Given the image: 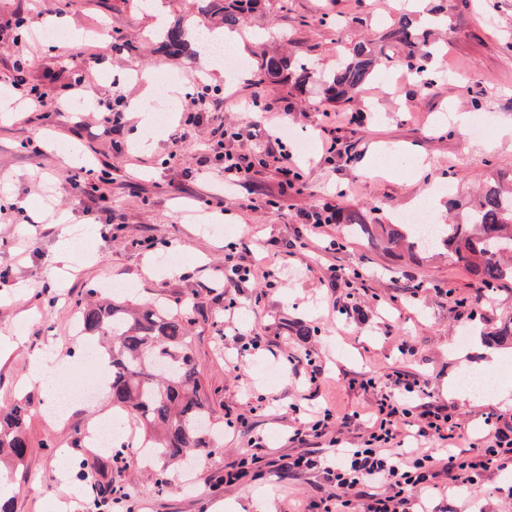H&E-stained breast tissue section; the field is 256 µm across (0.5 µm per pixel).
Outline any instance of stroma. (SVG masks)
<instances>
[{
	"label": "stroma",
	"mask_w": 512,
	"mask_h": 512,
	"mask_svg": "<svg viewBox=\"0 0 512 512\" xmlns=\"http://www.w3.org/2000/svg\"><path fill=\"white\" fill-rule=\"evenodd\" d=\"M396 7V0H262L234 49L244 67L211 76L208 57L169 56L147 39L160 17L170 26L220 25V16L199 13L197 0H0V98L12 111L0 120V344L26 338L25 348L0 360V408L21 398L34 407L26 461L8 476L14 512H93L98 486L111 482L141 512H232L236 504L243 512H303L333 486L318 471L284 473L282 456L308 449L334 465L337 447L361 445L372 405L400 376L419 384L404 397L413 412L429 402L451 415L453 440L432 438L426 447L467 457L493 444L497 426L512 425V405L491 393L512 382V344L493 347L483 337L512 320V282L481 288L445 248L414 258L385 251L379 232L345 238L338 225L315 228L302 219L339 201L391 224L425 197L442 218L448 196L436 193L437 184L453 181L452 194L465 200L493 172L512 178V0H472L469 12L454 14L434 60L437 84L428 90L405 78L395 47L337 107L316 84L303 92L254 85L264 55L277 51L329 72L337 41H381ZM350 13L367 24L337 30V18ZM61 22L78 37L41 38ZM164 77L174 87L166 95L169 120L157 130L142 127L128 102ZM78 81L86 86L81 108L73 104ZM31 90L72 106L38 109ZM256 98L287 110L285 141L299 152L302 188L280 191L270 168L251 187H225L214 156L240 147L225 140V128L264 120ZM117 111L124 115L119 131L97 119ZM451 111L467 114L466 125L447 121ZM345 112L357 122H339ZM478 124L487 126L485 136L473 135ZM177 128L188 138L175 146L168 135ZM329 139L336 142L331 153ZM75 177L85 192L72 191ZM216 196L223 206H213ZM65 224L89 248L61 283L50 256ZM251 238L259 245L248 262L277 267L275 285L258 279L225 287V256ZM331 238L344 244L333 255L324 250ZM173 253L182 273L169 277L162 261ZM332 263L358 272L352 287L324 285ZM109 296L165 303L190 321L202 388L223 424L215 451L190 472L143 463L131 445L124 468L109 463L101 475L92 463L107 461V452L72 441L73 427L106 419L123 434L138 428L113 409L91 367L96 339L73 324L78 303ZM255 335L260 349L244 348ZM44 345L68 365L87 364L93 384V397L59 421L45 415L40 389L23 384L27 349ZM308 353L322 365L321 377L293 369L291 358ZM467 372L486 375L488 392L446 397L444 385L459 386ZM326 410L332 419L324 436L289 443ZM433 469L438 487L413 499L412 512H512V459L473 485H447L441 463ZM229 472L240 475L230 485ZM162 473L168 483L160 487Z\"/></svg>",
	"instance_id": "35a3bbf8"
}]
</instances>
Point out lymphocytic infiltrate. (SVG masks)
I'll return each instance as SVG.
<instances>
[{"mask_svg": "<svg viewBox=\"0 0 512 512\" xmlns=\"http://www.w3.org/2000/svg\"><path fill=\"white\" fill-rule=\"evenodd\" d=\"M271 159L278 165L284 187H294L300 181L293 154L282 143L277 149L268 148L261 154L225 151V185H249L257 167L266 165ZM394 385L395 393L384 394L377 399L372 430L361 447L337 449L335 465L324 468L326 479L333 483L335 491L311 502L312 512H353L357 506L362 512H406L418 488L428 482L432 454L417 452L410 469H403L406 451L397 445L395 427L400 422L408 423L414 438L426 439L442 435L451 416L429 403L424 404L420 414H412L400 395L414 392V382L399 378ZM494 438L495 447L482 449L469 458L445 451L444 473L456 484L477 483L483 471L499 463L501 449L512 446V429L497 430ZM380 482L385 485L383 491L370 493L362 489L363 484Z\"/></svg>", "mask_w": 512, "mask_h": 512, "instance_id": "lymphocytic-infiltrate-1", "label": "lymphocytic infiltrate"}]
</instances>
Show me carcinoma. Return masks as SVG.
I'll return each instance as SVG.
<instances>
[{
    "instance_id": "carcinoma-1",
    "label": "carcinoma",
    "mask_w": 512,
    "mask_h": 512,
    "mask_svg": "<svg viewBox=\"0 0 512 512\" xmlns=\"http://www.w3.org/2000/svg\"><path fill=\"white\" fill-rule=\"evenodd\" d=\"M257 2L207 0L200 10L220 15L224 28L234 31ZM185 37L180 25L152 34L173 53L186 46ZM385 40L405 50L404 61L417 75L430 69L436 48L427 33L417 27L408 8L399 9ZM384 55V49L375 50L364 42L340 52L336 69L319 79L327 99L348 101L367 84ZM261 69L275 78L288 72V81L297 90L314 82L308 64L293 66L283 57H269ZM336 223L369 232L368 218L359 210L336 208ZM381 229L392 248L406 242L410 248L425 249V241L413 224H383ZM435 243L443 245L448 259L462 265L486 288L512 281V188L495 181L464 204L448 199V223L441 225ZM78 324L82 332L103 343L111 367L108 386L112 405L139 422L154 459L167 465L193 452L205 458L211 455L216 442L213 411L200 396V371L191 354L189 329L179 314L162 304L133 310L120 301L108 300L83 305ZM30 414L31 406L24 402L0 416V449L15 468L24 465L27 457L25 422Z\"/></svg>"
}]
</instances>
